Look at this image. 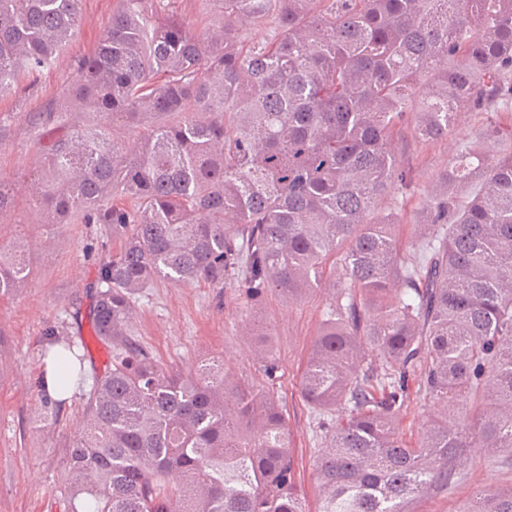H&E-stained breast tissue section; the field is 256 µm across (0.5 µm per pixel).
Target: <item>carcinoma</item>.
Here are the masks:
<instances>
[{
  "label": "carcinoma",
  "mask_w": 512,
  "mask_h": 512,
  "mask_svg": "<svg viewBox=\"0 0 512 512\" xmlns=\"http://www.w3.org/2000/svg\"><path fill=\"white\" fill-rule=\"evenodd\" d=\"M80 2L0 0V94L53 66ZM205 2L218 22L197 33L173 0H116L64 110L32 119L50 127L31 175L43 223L123 238L93 284L112 357L70 451L71 512H307L273 357L262 384L213 362L172 373L130 336L161 279L254 303L328 291L300 381L314 411L343 415L321 422L318 512H410L454 488L467 449L512 454V154L489 132L451 160L410 253L378 204L411 181L393 146L407 118L436 139L461 108L512 101V0ZM271 14L277 38L245 46L243 27ZM31 277L26 244L0 238V300ZM55 358L64 383L83 380L73 344ZM412 381L442 411L410 448ZM465 512H512V489Z\"/></svg>",
  "instance_id": "cac0c4a2"
}]
</instances>
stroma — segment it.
I'll use <instances>...</instances> for the list:
<instances>
[{
  "instance_id": "1",
  "label": "stroma",
  "mask_w": 512,
  "mask_h": 512,
  "mask_svg": "<svg viewBox=\"0 0 512 512\" xmlns=\"http://www.w3.org/2000/svg\"><path fill=\"white\" fill-rule=\"evenodd\" d=\"M113 4L114 0H82L77 33L54 68L17 91L0 94V178L12 181L17 199L15 207L0 213V233L27 243L33 268L27 288L0 300V512H70L67 460L87 390L77 387L64 404L46 399L41 375L47 343L87 341L84 364L89 378L102 372L109 357V345L91 341L88 324L74 320L73 313L88 308L98 268L120 249L121 238L101 224L47 229L40 213L29 209L27 197L39 148V133L28 116L60 101L77 60L94 49ZM491 125L501 132L498 148L512 151V103L492 115L462 110L452 132L434 141L407 134L399 138L397 161L412 165L414 182L407 189L391 182L380 205L396 213L402 241L412 239L417 212L449 160L462 146L481 139ZM328 301L323 292L294 304L271 294L253 304L234 288L159 280L138 296L131 327L137 342L168 369L226 360L239 376L251 378L258 374L261 353L274 356L276 388L298 463L296 482L308 512L318 507L312 473L324 447L319 423L303 401L299 383ZM510 487L512 455L474 448L452 493L431 492L410 509L458 512L476 489Z\"/></svg>"
}]
</instances>
